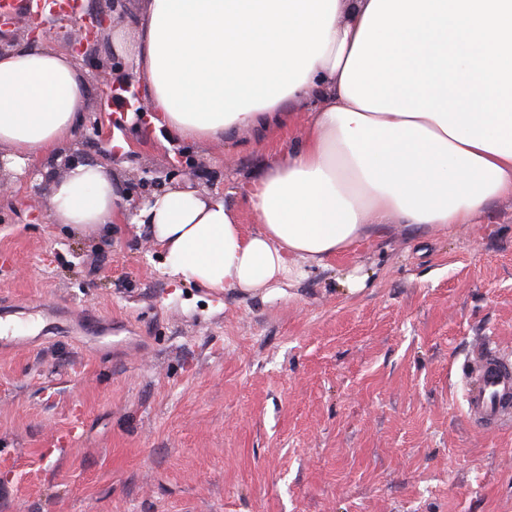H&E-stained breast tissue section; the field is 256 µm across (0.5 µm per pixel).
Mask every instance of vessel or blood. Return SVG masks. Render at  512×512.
<instances>
[{
    "label": "vessel or blood",
    "instance_id": "obj_1",
    "mask_svg": "<svg viewBox=\"0 0 512 512\" xmlns=\"http://www.w3.org/2000/svg\"><path fill=\"white\" fill-rule=\"evenodd\" d=\"M459 382L471 421L492 432L512 427V355L476 348L462 362Z\"/></svg>",
    "mask_w": 512,
    "mask_h": 512
}]
</instances>
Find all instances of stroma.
Wrapping results in <instances>:
<instances>
[{
  "instance_id": "1",
  "label": "stroma",
  "mask_w": 512,
  "mask_h": 512,
  "mask_svg": "<svg viewBox=\"0 0 512 512\" xmlns=\"http://www.w3.org/2000/svg\"><path fill=\"white\" fill-rule=\"evenodd\" d=\"M115 117L90 84L65 153L124 176L191 160L235 206L310 120L195 143ZM49 208L29 182L0 196L5 324L36 340L0 352V512H512V428L469 420L457 378L481 343L512 353V197L218 297L171 278L148 226ZM64 301L95 331L42 334Z\"/></svg>"
}]
</instances>
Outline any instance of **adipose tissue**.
Masks as SVG:
<instances>
[{"label": "adipose tissue", "instance_id": "adipose-tissue-1", "mask_svg": "<svg viewBox=\"0 0 512 512\" xmlns=\"http://www.w3.org/2000/svg\"><path fill=\"white\" fill-rule=\"evenodd\" d=\"M153 124L194 142L287 129L300 141L247 190L255 230L222 196L172 189L149 225L172 278L257 290L348 249L373 226L444 230L512 196V0H144L112 32ZM87 79L46 40L0 54V146L23 170L61 149ZM119 175L70 168L50 219L122 216Z\"/></svg>", "mask_w": 512, "mask_h": 512}]
</instances>
